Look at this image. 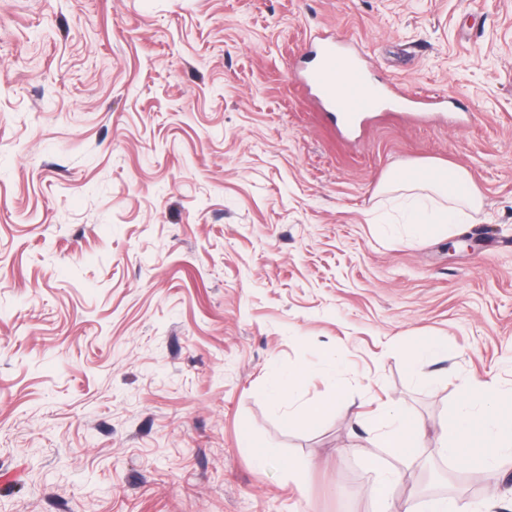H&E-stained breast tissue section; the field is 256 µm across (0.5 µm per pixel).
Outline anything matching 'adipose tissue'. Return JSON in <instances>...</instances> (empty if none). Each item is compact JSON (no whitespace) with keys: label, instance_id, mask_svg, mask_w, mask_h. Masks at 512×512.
I'll list each match as a JSON object with an SVG mask.
<instances>
[{"label":"adipose tissue","instance_id":"adipose-tissue-1","mask_svg":"<svg viewBox=\"0 0 512 512\" xmlns=\"http://www.w3.org/2000/svg\"><path fill=\"white\" fill-rule=\"evenodd\" d=\"M391 189L404 191L407 199L418 202L429 194H439L447 203L438 207L434 219L414 215L409 226L414 238L435 236L463 225L467 211L477 209L481 199L464 171H443L417 165L391 174ZM375 424L382 431L384 445L400 462L414 461L421 446L422 425L416 416L394 404L385 405ZM441 428L451 441L444 456L466 464L479 473L512 455V402L489 388H464L457 409Z\"/></svg>","mask_w":512,"mask_h":512}]
</instances>
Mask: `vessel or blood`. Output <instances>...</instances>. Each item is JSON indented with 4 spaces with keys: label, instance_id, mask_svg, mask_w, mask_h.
<instances>
[{
    "label": "vessel or blood",
    "instance_id": "vessel-or-blood-1",
    "mask_svg": "<svg viewBox=\"0 0 512 512\" xmlns=\"http://www.w3.org/2000/svg\"><path fill=\"white\" fill-rule=\"evenodd\" d=\"M348 73L350 80L340 84L337 71ZM305 84L313 89L318 100L331 111L341 114L351 126L362 124L371 113L389 107L393 112L431 104V97H412L397 94L389 89H369L364 81L360 56L351 41L325 36L321 39L319 65L304 77Z\"/></svg>",
    "mask_w": 512,
    "mask_h": 512
}]
</instances>
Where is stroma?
I'll return each instance as SVG.
<instances>
[{
  "mask_svg": "<svg viewBox=\"0 0 512 512\" xmlns=\"http://www.w3.org/2000/svg\"><path fill=\"white\" fill-rule=\"evenodd\" d=\"M317 32L438 106L345 130L298 80ZM417 163L479 191L468 246L409 237L382 184ZM486 381L512 397V0H0V512H370L392 401L397 503L512 512V458L440 453ZM448 341L436 336H431L421 340L416 344L408 359L411 368L418 365L420 361H427L448 357ZM308 375L306 368H297L278 377L274 390L277 398L283 399L288 396V401L293 400L304 388ZM377 427L383 430L384 447L399 462H411L418 457L421 447L422 425L416 416L395 404H387L375 418Z\"/></svg>",
  "mask_w": 512,
  "mask_h": 512,
  "instance_id": "1",
  "label": "stroma"
}]
</instances>
